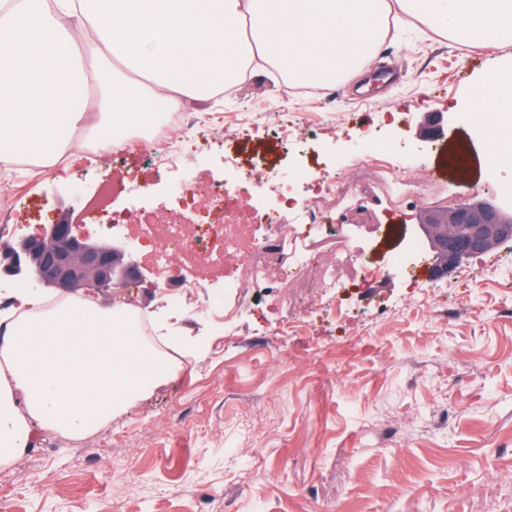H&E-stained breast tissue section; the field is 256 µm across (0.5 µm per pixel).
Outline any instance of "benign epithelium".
<instances>
[{
	"label": "benign epithelium",
	"instance_id": "obj_1",
	"mask_svg": "<svg viewBox=\"0 0 512 512\" xmlns=\"http://www.w3.org/2000/svg\"><path fill=\"white\" fill-rule=\"evenodd\" d=\"M422 223L467 227L462 237L447 230H439L432 237L434 246L448 253L450 269L495 243L512 240V218L493 203H465L445 212L428 213ZM3 257L7 259L4 272L8 275L63 293L108 288L114 281L139 276V269L128 258L121 239L114 237L102 242L77 235L65 216L43 232L9 244Z\"/></svg>",
	"mask_w": 512,
	"mask_h": 512
}]
</instances>
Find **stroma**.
Instances as JSON below:
<instances>
[{
	"mask_svg": "<svg viewBox=\"0 0 512 512\" xmlns=\"http://www.w3.org/2000/svg\"><path fill=\"white\" fill-rule=\"evenodd\" d=\"M493 67L512 76V43L488 49L412 28L372 62L370 91H358L356 76L336 82L331 109L293 96L261 67L232 97L206 103L215 133L202 150L217 169L235 151L245 177L299 162L331 172L337 159L353 158L361 131L395 138L410 149L418 180L403 187L372 177L362 209L339 216L350 245L382 265L416 237L420 209L504 195L501 178L483 169L467 183L454 163L487 136L464 114L480 73ZM228 112L258 124L271 112H299L316 131L297 153L225 127ZM435 113L445 116L443 133L420 147ZM142 149L127 140L117 170L111 152L75 144L31 178L10 177L20 203L9 241L67 213L68 201L44 200L54 185L154 180ZM366 224L393 230L358 240ZM142 272L144 281L91 297L103 306L132 303L162 321L151 336L190 338L193 353L177 381L149 386L83 438L40 433L0 469V512H512L511 241L434 280L417 262L320 300L294 286L302 322L274 319L270 289L247 288L219 332L211 318L172 308L176 284H162L152 267ZM429 281L444 301L433 311L421 289ZM492 452L501 470L489 467Z\"/></svg>",
	"mask_w": 512,
	"mask_h": 512,
	"instance_id": "35a3bbf8",
	"label": "stroma"
}]
</instances>
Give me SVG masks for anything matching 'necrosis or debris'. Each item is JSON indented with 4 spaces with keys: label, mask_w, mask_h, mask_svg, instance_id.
I'll list each match as a JSON object with an SVG mask.
<instances>
[{
    "label": "necrosis or debris",
    "mask_w": 512,
    "mask_h": 512,
    "mask_svg": "<svg viewBox=\"0 0 512 512\" xmlns=\"http://www.w3.org/2000/svg\"><path fill=\"white\" fill-rule=\"evenodd\" d=\"M210 94L208 87H200L194 100L177 108L158 101L154 112L144 114L132 131L146 145L145 158L157 173H180L160 186L168 198L165 208L108 210L107 200L132 190L124 179L115 178L99 184L95 196L101 204L88 207L83 222L103 234L118 230L144 239L139 261L155 265L164 278L195 267L209 278L223 279L228 300L261 283L278 290L291 287L301 271L320 267L318 254L289 250L295 237L336 244L335 271L313 280V287L325 290L381 276V269L349 248L339 232L330 208L341 189L335 178L297 167L268 168L242 180L236 176L238 157L229 151L224 154L223 178L209 175L207 157L197 145L206 131L199 125L195 104ZM299 183L313 190L304 204L292 195ZM160 187L145 183L133 190L148 196Z\"/></svg>",
    "instance_id": "1"
}]
</instances>
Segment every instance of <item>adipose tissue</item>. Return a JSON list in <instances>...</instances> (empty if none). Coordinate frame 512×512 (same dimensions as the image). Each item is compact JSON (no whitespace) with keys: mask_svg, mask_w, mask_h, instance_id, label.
Returning a JSON list of instances; mask_svg holds the SVG:
<instances>
[{"mask_svg":"<svg viewBox=\"0 0 512 512\" xmlns=\"http://www.w3.org/2000/svg\"><path fill=\"white\" fill-rule=\"evenodd\" d=\"M413 20L445 36L479 27L487 47L512 35V0H0V162L51 163L65 147L59 122L87 127L96 86L102 150L108 132L138 122L144 102L179 105L223 69L222 88L258 64L299 89L311 73L362 74L393 26ZM486 159L512 175V85L484 80ZM133 308L80 294L62 300L18 290L0 332V467L35 430L79 438L139 399L156 356L134 329Z\"/></svg>","mask_w":512,"mask_h":512,"instance_id":"adipose-tissue-1","label":"adipose tissue"}]
</instances>
